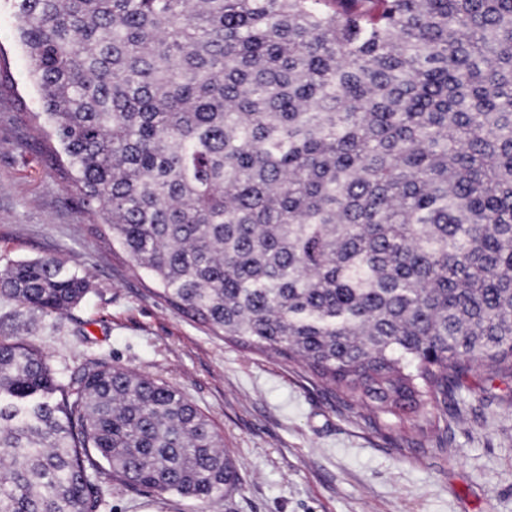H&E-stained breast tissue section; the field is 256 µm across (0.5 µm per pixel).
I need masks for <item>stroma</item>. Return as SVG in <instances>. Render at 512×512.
Listing matches in <instances>:
<instances>
[{
    "label": "stroma",
    "instance_id": "35a3bbf8",
    "mask_svg": "<svg viewBox=\"0 0 512 512\" xmlns=\"http://www.w3.org/2000/svg\"><path fill=\"white\" fill-rule=\"evenodd\" d=\"M43 124L0 0V267L55 256L93 281L61 315L0 301V338L38 346L65 378L106 361L167 381L210 419L241 480L204 504L103 479L102 512H512V379L472 368L448 401L442 449L411 425L370 422L300 365L227 343L166 302L51 166Z\"/></svg>",
    "mask_w": 512,
    "mask_h": 512
}]
</instances>
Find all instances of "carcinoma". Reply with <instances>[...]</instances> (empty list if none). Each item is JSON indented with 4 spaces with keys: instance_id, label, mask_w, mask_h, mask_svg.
Segmentation results:
<instances>
[{
    "instance_id": "obj_1",
    "label": "carcinoma",
    "mask_w": 512,
    "mask_h": 512,
    "mask_svg": "<svg viewBox=\"0 0 512 512\" xmlns=\"http://www.w3.org/2000/svg\"><path fill=\"white\" fill-rule=\"evenodd\" d=\"M85 208L173 306L401 422L512 376V0H13ZM91 290L0 269L44 316ZM216 503L209 419L150 374L0 339V512H101L94 478Z\"/></svg>"
}]
</instances>
